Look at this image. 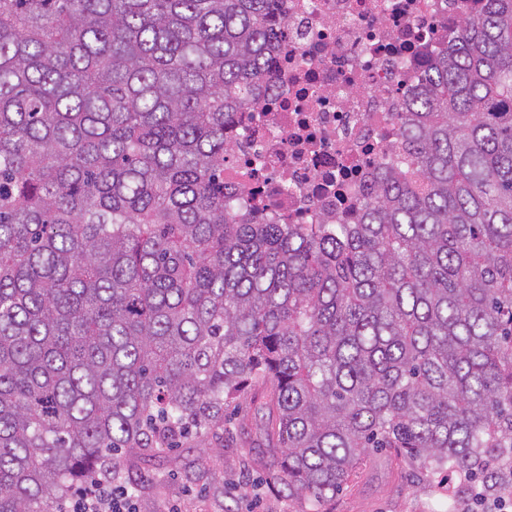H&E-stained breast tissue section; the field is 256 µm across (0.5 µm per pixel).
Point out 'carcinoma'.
<instances>
[{"instance_id":"cac0c4a2","label":"carcinoma","mask_w":512,"mask_h":512,"mask_svg":"<svg viewBox=\"0 0 512 512\" xmlns=\"http://www.w3.org/2000/svg\"><path fill=\"white\" fill-rule=\"evenodd\" d=\"M275 0H0V512L225 421L261 378L274 476L322 512L372 448L512 500V0L429 59L407 163L353 224L224 194Z\"/></svg>"}]
</instances>
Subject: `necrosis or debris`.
I'll use <instances>...</instances> for the list:
<instances>
[{
  "instance_id": "obj_1",
  "label": "necrosis or debris",
  "mask_w": 512,
  "mask_h": 512,
  "mask_svg": "<svg viewBox=\"0 0 512 512\" xmlns=\"http://www.w3.org/2000/svg\"><path fill=\"white\" fill-rule=\"evenodd\" d=\"M473 0H283L272 82L224 134V189L277 224L353 223L405 161L396 115Z\"/></svg>"
}]
</instances>
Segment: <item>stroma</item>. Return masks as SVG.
I'll use <instances>...</instances> for the list:
<instances>
[{"instance_id": "stroma-1", "label": "stroma", "mask_w": 512, "mask_h": 512, "mask_svg": "<svg viewBox=\"0 0 512 512\" xmlns=\"http://www.w3.org/2000/svg\"><path fill=\"white\" fill-rule=\"evenodd\" d=\"M266 384L257 380L228 410L225 424L184 440L160 457L138 460L121 482L135 494L137 512H224L240 483L249 494L239 512H302L275 484L259 410ZM448 500L427 485L423 470L387 452L373 453L349 487L324 512H446Z\"/></svg>"}]
</instances>
